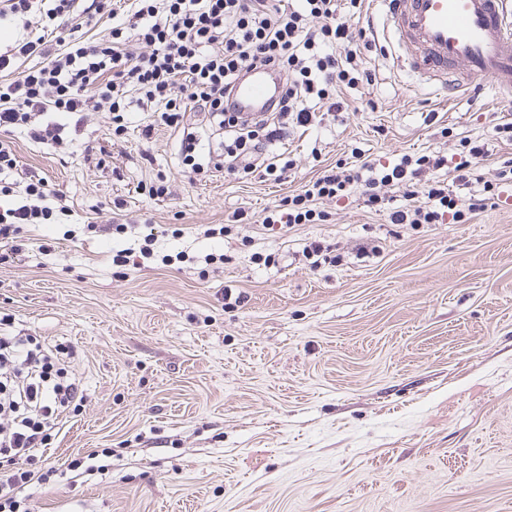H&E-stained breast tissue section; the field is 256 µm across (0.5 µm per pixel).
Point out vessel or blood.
Returning a JSON list of instances; mask_svg holds the SVG:
<instances>
[{
    "label": "vessel or blood",
    "mask_w": 512,
    "mask_h": 512,
    "mask_svg": "<svg viewBox=\"0 0 512 512\" xmlns=\"http://www.w3.org/2000/svg\"><path fill=\"white\" fill-rule=\"evenodd\" d=\"M383 2L400 69L452 95L486 80L499 98L512 100V0ZM280 87L271 69H257L236 83L232 108L242 115L272 111Z\"/></svg>",
    "instance_id": "obj_1"
}]
</instances>
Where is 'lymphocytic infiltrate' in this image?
<instances>
[{
  "label": "lymphocytic infiltrate",
  "mask_w": 512,
  "mask_h": 512,
  "mask_svg": "<svg viewBox=\"0 0 512 512\" xmlns=\"http://www.w3.org/2000/svg\"><path fill=\"white\" fill-rule=\"evenodd\" d=\"M364 0H295L281 9L275 0H133L134 11L108 34L89 42L75 32L60 34L62 18L93 21L112 14V0H96L80 10L79 0H0V20L37 17L41 35L23 37L0 54V130H23L38 144L63 147L85 113L107 112L114 136L134 112L152 111L156 125L181 132L180 153L189 180L212 171L249 175L264 171L284 179L289 166L267 154L269 143L290 128L322 121L311 103L341 111L342 89L373 72L361 60L365 38L358 28ZM257 66L283 76L276 112L243 119L224 110L233 81ZM203 113L208 128L224 132V155L213 164L199 161L201 137L187 124L189 112ZM464 158L449 164L432 151L405 155L390 167L359 158L327 166L300 193L282 199L263 218L265 228L315 224L325 218L320 200H340L359 192L364 207L388 210L394 224H463L483 212L499 185L512 182V158L486 170L485 139L461 138ZM473 186L467 202L455 189ZM405 203L388 209L387 189ZM19 193L16 207L0 210V243H13L25 224H47L70 207L65 197L32 170H21L10 142L0 140V194ZM0 318V459L12 468L0 474V512H20V492L39 476L29 469L33 451L46 444L50 429L84 400L79 382L66 369L70 348L45 346L37 337L10 331Z\"/></svg>",
  "instance_id": "obj_1"
}]
</instances>
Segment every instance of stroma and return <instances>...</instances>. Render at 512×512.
<instances>
[{
    "mask_svg": "<svg viewBox=\"0 0 512 512\" xmlns=\"http://www.w3.org/2000/svg\"><path fill=\"white\" fill-rule=\"evenodd\" d=\"M383 21L366 0L376 80L272 145L293 161L281 181H189L180 133L143 137L145 112L119 139L88 113L61 149L14 133L20 167L71 214L0 246V314L71 346L85 397L35 452L52 475L26 488L30 512H512V186L464 224H392L355 195L322 202L321 224H261L352 149L454 164L460 138L512 122L488 83L448 102L401 71ZM159 174L167 195L142 194ZM237 209L248 222L205 237ZM111 219L132 232L85 229ZM140 224L166 229L155 259L113 265ZM315 239L339 262L310 267Z\"/></svg>",
    "mask_w": 512,
    "mask_h": 512,
    "instance_id": "1",
    "label": "stroma"
}]
</instances>
